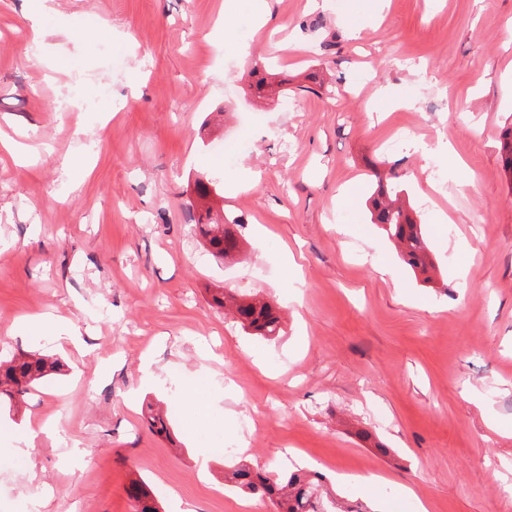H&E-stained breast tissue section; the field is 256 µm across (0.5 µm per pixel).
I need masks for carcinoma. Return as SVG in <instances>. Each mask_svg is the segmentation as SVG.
Wrapping results in <instances>:
<instances>
[{
  "mask_svg": "<svg viewBox=\"0 0 512 512\" xmlns=\"http://www.w3.org/2000/svg\"><path fill=\"white\" fill-rule=\"evenodd\" d=\"M252 77L254 81L248 86L249 93L259 98L265 96L274 75L255 67ZM500 157L503 168L512 177V125L501 137ZM370 204L371 222L394 243L404 263L423 276V282H432L430 271L435 265L422 225L416 222L413 208L403 197V190L380 179ZM190 221L200 229L214 257L224 258L239 248L238 238L226 227L228 221L212 219L210 211L192 213ZM213 300L252 335L275 336L280 330L279 316L267 302L243 299L222 288L217 289ZM58 369L57 360L40 353L21 352L5 361L0 360V399L12 403L16 396L28 393ZM224 481L245 492L261 493L272 502L275 512H363L360 507L353 511L343 506L324 487L323 477L316 474L302 471L270 474L240 465L225 475ZM129 496L135 502V512H159L142 481H131Z\"/></svg>",
  "mask_w": 512,
  "mask_h": 512,
  "instance_id": "cac0c4a2",
  "label": "carcinoma"
}]
</instances>
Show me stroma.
Here are the masks:
<instances>
[{"label": "stroma", "instance_id": "stroma-1", "mask_svg": "<svg viewBox=\"0 0 512 512\" xmlns=\"http://www.w3.org/2000/svg\"><path fill=\"white\" fill-rule=\"evenodd\" d=\"M40 5L0 0V140L27 153L0 147V353L33 348L13 326L34 315L82 344L42 340L62 372L0 407V440L28 420L57 432L36 439L34 472L0 462V512H134L136 478L160 512H274L225 486L242 463L320 471L350 505L381 476L382 512H512V0H55L44 23L70 30L31 59ZM266 62L288 90L258 99ZM315 69L332 78L317 95L300 89ZM236 112L250 120L227 163L213 146ZM201 173L245 241L234 258L189 220ZM381 175L421 215L433 286L369 221ZM213 288L279 308L280 336L248 335ZM191 377L213 402L199 433Z\"/></svg>", "mask_w": 512, "mask_h": 512}]
</instances>
